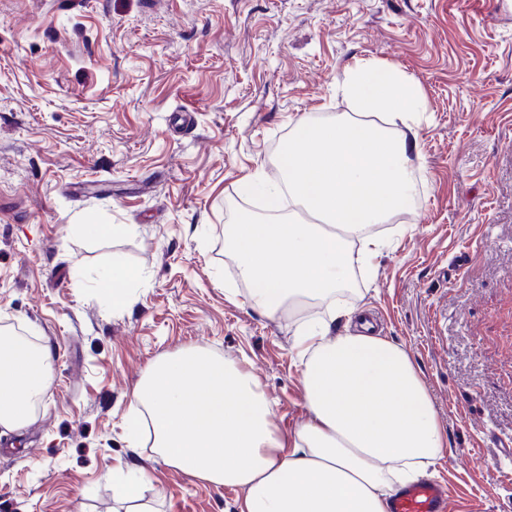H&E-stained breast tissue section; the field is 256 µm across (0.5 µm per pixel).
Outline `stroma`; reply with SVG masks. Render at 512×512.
<instances>
[{"instance_id":"1","label":"stroma","mask_w":512,"mask_h":512,"mask_svg":"<svg viewBox=\"0 0 512 512\" xmlns=\"http://www.w3.org/2000/svg\"><path fill=\"white\" fill-rule=\"evenodd\" d=\"M367 60L425 95L418 193L331 332L379 313L448 435L426 477L452 512H512V0H0V339L53 371L0 427V512H118L126 464L155 512H238L149 429L131 447L133 391L195 347L257 377L279 432L307 420L294 334L326 308L253 309L224 226L263 214L241 183L279 180L299 119L350 111L336 82ZM116 265L126 305L100 286ZM139 275L126 268H113L112 273L101 281V286L109 285L112 282V288H106L112 294V300L116 304L123 305L129 300V285L138 280Z\"/></svg>"}]
</instances>
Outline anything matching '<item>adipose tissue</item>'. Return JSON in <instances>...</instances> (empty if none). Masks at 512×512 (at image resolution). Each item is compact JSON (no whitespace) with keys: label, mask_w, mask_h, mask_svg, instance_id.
Segmentation results:
<instances>
[{"label":"adipose tissue","mask_w":512,"mask_h":512,"mask_svg":"<svg viewBox=\"0 0 512 512\" xmlns=\"http://www.w3.org/2000/svg\"><path fill=\"white\" fill-rule=\"evenodd\" d=\"M341 89L356 116L296 123L277 161L281 182L258 173L248 185L266 217L243 212L224 229L254 308L273 317L305 302L329 304L327 322L303 326L294 341L308 420L283 436L256 376L200 349L148 370L133 393L131 441L149 421L157 455L238 489L239 512H387L396 486L448 446L402 347L361 331L330 333L345 314L331 297L349 286L356 264L386 248L372 226L416 195L413 124L426 109L419 85L393 65L346 67ZM376 114L384 124L373 122ZM286 190L305 219L279 218ZM52 380L49 350L31 356L20 341H0V426H26Z\"/></svg>","instance_id":"ef3b65f1"}]
</instances>
